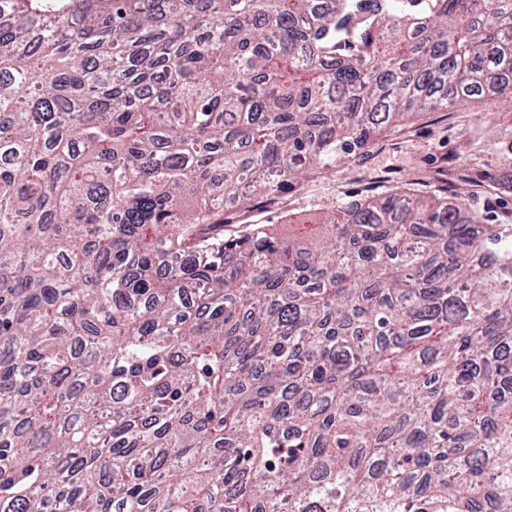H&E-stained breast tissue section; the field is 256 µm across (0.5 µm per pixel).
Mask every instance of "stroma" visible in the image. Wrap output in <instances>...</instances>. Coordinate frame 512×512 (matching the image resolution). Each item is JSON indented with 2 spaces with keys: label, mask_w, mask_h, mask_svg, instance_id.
<instances>
[{
  "label": "stroma",
  "mask_w": 512,
  "mask_h": 512,
  "mask_svg": "<svg viewBox=\"0 0 512 512\" xmlns=\"http://www.w3.org/2000/svg\"><path fill=\"white\" fill-rule=\"evenodd\" d=\"M468 164L484 183L501 184L493 194L458 184L482 223L498 224L512 210V103L473 101L466 108L424 109L385 129L364 153L336 162L325 172L275 196L259 198L247 216L224 215L225 236L242 229V219L270 224L282 233L306 236L314 224L351 201L403 188L421 174Z\"/></svg>",
  "instance_id": "stroma-1"
}]
</instances>
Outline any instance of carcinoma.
<instances>
[{"mask_svg":"<svg viewBox=\"0 0 512 512\" xmlns=\"http://www.w3.org/2000/svg\"><path fill=\"white\" fill-rule=\"evenodd\" d=\"M512 100V0H0V512H512V212L247 208Z\"/></svg>","mask_w":512,"mask_h":512,"instance_id":"cac0c4a2","label":"carcinoma"}]
</instances>
